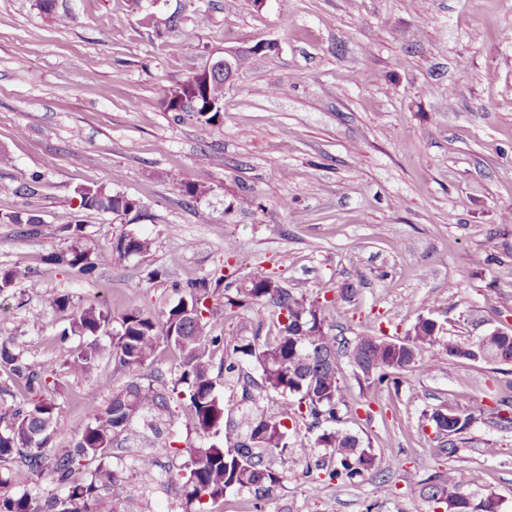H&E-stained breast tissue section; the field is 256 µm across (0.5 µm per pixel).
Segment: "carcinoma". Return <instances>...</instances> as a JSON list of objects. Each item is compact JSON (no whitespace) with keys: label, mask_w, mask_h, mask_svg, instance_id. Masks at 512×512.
Returning a JSON list of instances; mask_svg holds the SVG:
<instances>
[{"label":"carcinoma","mask_w":512,"mask_h":512,"mask_svg":"<svg viewBox=\"0 0 512 512\" xmlns=\"http://www.w3.org/2000/svg\"><path fill=\"white\" fill-rule=\"evenodd\" d=\"M168 112H195L207 123H217L224 107V77L218 75L208 85L184 81L166 94ZM80 207L86 211L122 216L140 210L134 199L114 193L104 186L79 190ZM72 245L65 251L51 253L43 263L53 270L65 268L84 279L95 277L97 263L91 250L83 247L85 225L66 226ZM151 248L149 239L123 234L113 243L121 259L140 256ZM27 271L14 267L0 269V291L24 278ZM209 281L202 279L184 286L182 295L160 319L138 307L127 309L118 326L111 327L112 313L102 305L76 307L70 297L59 294L52 303L69 310L70 326L60 333V342L77 335L87 342L70 350L65 360L69 373L90 374L99 361L108 356L128 372L130 379L112 390L105 405L98 391L84 393L82 403L87 423L70 447L56 458L50 471L59 493L41 499L30 493L16 496L8 491L9 479L0 475V512H101L104 499L112 502V512H120L129 497L127 481L112 466L120 458L118 451L136 437L135 427L146 416L158 418L171 413L172 405L187 407L196 443L182 450L166 445L175 456L187 452L188 459L171 479L180 485L183 512H208V504L224 498L232 490H252L271 494L280 486L282 472L271 459L277 455H305L312 448L331 449L336 460L323 463L324 477L311 489L320 493L326 487L343 486L367 474L390 469L385 459L373 453L371 446L342 427V394L338 376L337 354L345 350L362 375L367 388H378L394 381V376L413 367L428 373L444 358L512 363V332L500 330L494 336L482 335L475 341L448 340L440 343L442 327L430 318L420 317L405 336L381 338L362 336L342 347L326 324L324 307L316 299L294 294L264 270H254L241 282L233 295H224V303L211 305ZM266 304L274 308L267 335L258 323L253 336L230 340L213 335L215 324L224 319V309L247 308ZM174 348L179 363L169 375H144L160 344ZM222 351L224 371L233 373L249 363L260 372L261 387L282 398H294L312 419L311 427L331 424L319 433L307 448H297L290 441L288 416L271 417L256 410L243 414L238 422L226 416L224 402L215 394L211 377L214 351ZM0 470H9L21 462L35 476L42 477L43 449L58 434V407L44 395L53 367L26 357L7 341L0 342ZM22 383L30 395L21 406L8 404L15 397L11 385ZM435 425L439 447L436 455H453L461 435L473 422V416L435 410L430 415ZM224 434L221 444L210 439ZM419 494L443 505L446 512H499V501L492 494L476 498L462 489L455 469L435 473L422 483Z\"/></svg>","instance_id":"obj_1"}]
</instances>
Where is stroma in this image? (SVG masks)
Segmentation results:
<instances>
[{
	"label": "stroma",
	"instance_id": "obj_1",
	"mask_svg": "<svg viewBox=\"0 0 512 512\" xmlns=\"http://www.w3.org/2000/svg\"><path fill=\"white\" fill-rule=\"evenodd\" d=\"M510 31L512 0H55L50 14L39 0H0V150L12 158L0 166V268L31 269L0 291V341L59 367L47 460L85 425L81 395L108 401L128 379L108 358L88 376L61 370L81 339L58 342L69 315L51 305L57 294L156 316L177 286L220 273L232 289L261 267L293 293H326L327 323L346 341L401 337L421 317L458 341L512 328ZM260 43L227 84L219 123L164 110L192 70ZM186 182L203 194L184 197ZM99 185L140 211L81 210L78 189ZM15 214L40 222L23 235ZM75 222L97 259L91 280L41 263L70 246ZM124 233L149 238L150 251L118 258ZM338 367L345 427L392 469L314 497L307 468L326 454L314 447L280 462L264 500L233 491L210 512H437L418 486L450 466L464 481L485 469L476 496L512 512V427L497 417L512 364L450 358L376 391L346 356ZM212 375L231 418L247 409L246 388L266 414L294 409L261 390L254 366ZM436 408L475 417L450 458L431 453L424 415ZM146 453L148 475L137 467ZM179 463L160 437L129 447L125 512H181L169 478Z\"/></svg>",
	"mask_w": 512,
	"mask_h": 512
}]
</instances>
